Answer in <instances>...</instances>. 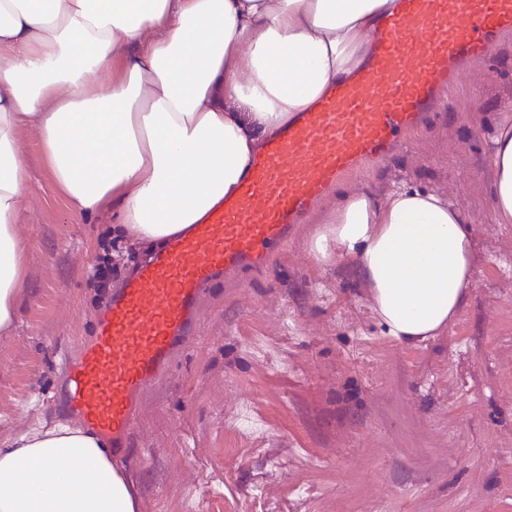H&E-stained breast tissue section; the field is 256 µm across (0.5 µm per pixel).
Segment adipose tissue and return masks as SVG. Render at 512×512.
Returning a JSON list of instances; mask_svg holds the SVG:
<instances>
[{
  "label": "adipose tissue",
  "instance_id": "1",
  "mask_svg": "<svg viewBox=\"0 0 512 512\" xmlns=\"http://www.w3.org/2000/svg\"><path fill=\"white\" fill-rule=\"evenodd\" d=\"M396 0H0V331L25 285L18 225L30 195L29 126L75 221L111 210L165 243L235 193L264 138L367 59ZM491 195L512 224V124L492 139ZM356 254L387 334L448 326L471 283L463 209L395 187L356 193L315 254ZM101 442L67 424L0 446V512H137Z\"/></svg>",
  "mask_w": 512,
  "mask_h": 512
}]
</instances>
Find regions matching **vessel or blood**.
Returning <instances> with one entry per match:
<instances>
[{
  "instance_id": "b4317fda",
  "label": "vessel or blood",
  "mask_w": 512,
  "mask_h": 512,
  "mask_svg": "<svg viewBox=\"0 0 512 512\" xmlns=\"http://www.w3.org/2000/svg\"><path fill=\"white\" fill-rule=\"evenodd\" d=\"M510 32L512 0H397L357 72L268 139L235 194L112 291L92 336L61 358L66 413L127 456L144 391L200 332L206 289L263 265L337 182L406 144Z\"/></svg>"
}]
</instances>
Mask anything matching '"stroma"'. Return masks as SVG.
<instances>
[{
    "mask_svg": "<svg viewBox=\"0 0 512 512\" xmlns=\"http://www.w3.org/2000/svg\"><path fill=\"white\" fill-rule=\"evenodd\" d=\"M512 121V34L474 65L387 160L332 188L268 264L218 280L201 337L145 392L119 468L138 512H512V224L496 219L491 138ZM20 233L26 288L0 332V443L67 417L62 349L104 305L91 275L110 241L128 268L153 249L112 231L111 212L71 218L33 128ZM397 185L460 205L473 278L456 318L408 344L388 336L356 255L311 250L345 195Z\"/></svg>",
    "mask_w": 512,
    "mask_h": 512,
    "instance_id": "1",
    "label": "stroma"
}]
</instances>
